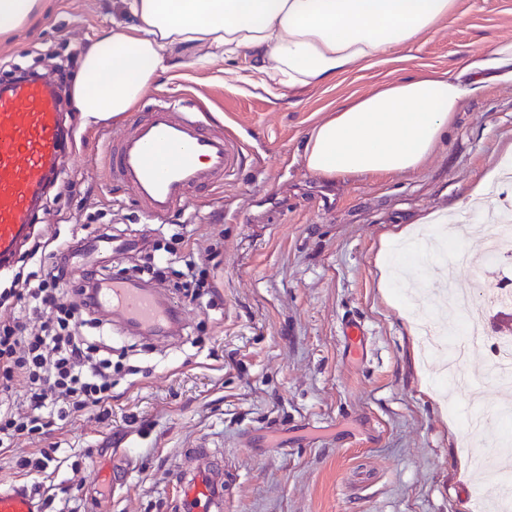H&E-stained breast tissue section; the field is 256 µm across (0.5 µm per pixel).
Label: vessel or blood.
Returning <instances> with one entry per match:
<instances>
[{
    "label": "vessel or blood",
    "mask_w": 512,
    "mask_h": 512,
    "mask_svg": "<svg viewBox=\"0 0 512 512\" xmlns=\"http://www.w3.org/2000/svg\"><path fill=\"white\" fill-rule=\"evenodd\" d=\"M113 185L128 190L151 223L170 222L200 196L236 175L242 144L212 125L200 104L161 102L127 123L118 137L101 128ZM64 151L63 114L46 80L0 85V268L12 263L30 232L35 205L58 171ZM100 311L115 330L169 336L184 319L158 289L137 280H106L97 290ZM193 465L178 476L175 512H224V476L204 449L190 452ZM0 512H41L24 484L0 485Z\"/></svg>",
    "instance_id": "obj_1"
}]
</instances>
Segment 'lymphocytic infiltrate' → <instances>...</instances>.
<instances>
[{"instance_id":"f902f5d3","label":"lymphocytic infiltrate","mask_w":512,"mask_h":512,"mask_svg":"<svg viewBox=\"0 0 512 512\" xmlns=\"http://www.w3.org/2000/svg\"><path fill=\"white\" fill-rule=\"evenodd\" d=\"M38 281L0 292V453L78 416L100 418L112 399V343L90 294L97 271L73 281L64 263L40 261ZM184 304L200 305L210 282L193 251L148 267Z\"/></svg>"}]
</instances>
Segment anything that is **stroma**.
I'll use <instances>...</instances> for the list:
<instances>
[{"label":"stroma","mask_w":512,"mask_h":512,"mask_svg":"<svg viewBox=\"0 0 512 512\" xmlns=\"http://www.w3.org/2000/svg\"><path fill=\"white\" fill-rule=\"evenodd\" d=\"M119 0H45L43 11L0 38V64L75 83V65L97 33L121 20ZM512 41V0H458L455 16L418 41L410 62L365 63L328 85L274 97L224 79V62L195 66V49L141 98L205 105L213 124L244 146L240 171L202 204L167 223L195 249L218 244L204 307H185L177 339L114 337L128 345L103 420L78 417L42 440L45 469H19L28 442L0 455V483L23 482L40 498L79 500L80 512H171L176 474L197 443L224 468V512H486L488 484L462 479L466 444L497 450L503 434L491 351L466 368L481 391L453 389L440 352L423 353L418 314L454 331L432 299L384 287L390 236L426 217L473 226L485 246L481 210L470 206L488 175L512 164V85L489 82L461 108L445 141L411 174L336 180L307 170V131L351 97L423 70L455 68L463 55ZM73 142L43 195L21 250L56 252L87 226L127 240L145 218L130 193L109 185L98 125L63 108ZM470 291L512 289V257L457 272ZM361 325L362 353L343 328ZM91 450L82 485L70 465ZM121 468L122 484L105 473Z\"/></svg>","instance_id":"1"}]
</instances>
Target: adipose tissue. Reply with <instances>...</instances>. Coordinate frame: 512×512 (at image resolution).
<instances>
[{
    "mask_svg": "<svg viewBox=\"0 0 512 512\" xmlns=\"http://www.w3.org/2000/svg\"><path fill=\"white\" fill-rule=\"evenodd\" d=\"M87 48L73 99L84 117L120 119L171 70L168 51L200 48L199 64L251 57L267 91L298 93L358 65L398 55L457 13V0H120ZM512 81V41L346 100L307 133L302 157L324 179L412 173L487 82Z\"/></svg>",
    "mask_w": 512,
    "mask_h": 512,
    "instance_id": "ef3b65f1",
    "label": "adipose tissue"
}]
</instances>
